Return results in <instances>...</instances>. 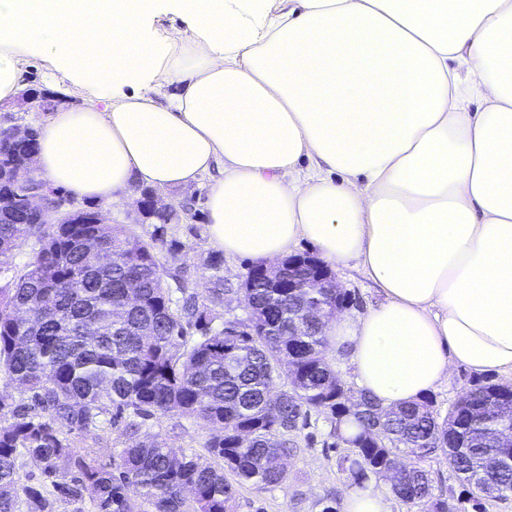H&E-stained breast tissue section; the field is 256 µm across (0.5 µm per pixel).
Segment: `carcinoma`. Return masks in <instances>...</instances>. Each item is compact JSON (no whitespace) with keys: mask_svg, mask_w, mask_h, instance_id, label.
<instances>
[{"mask_svg":"<svg viewBox=\"0 0 512 512\" xmlns=\"http://www.w3.org/2000/svg\"><path fill=\"white\" fill-rule=\"evenodd\" d=\"M39 130L19 138L0 132V270L22 239L39 243L30 263L0 289V374L29 393L8 404L13 421L0 425V512H53L44 486L23 485L17 460L30 455L43 475L74 501L89 495L97 512H233L239 487L281 483L282 458L310 445L311 413L324 418L328 448H343L338 468L362 487L383 479L407 512H476V488L512 497V384L475 381L444 416L433 396L385 409L351 387L326 354L325 322L350 303L340 288L309 283L328 266L310 254L282 259L278 287L261 264L236 290L211 261L210 287L193 292L191 274L176 262L183 244L166 240L167 226L192 211L155 212L143 238L127 224H100L87 209L82 222L46 224L13 203V181L38 149ZM236 292L245 321L217 322L215 309ZM110 417L137 436L155 417H188L220 430L206 443L218 468L179 456L157 442H132L114 474L84 458L76 475L58 481L57 463L70 456L68 435L89 432ZM448 462L467 498L433 492L431 457ZM231 472L229 480L225 472Z\"/></svg>","mask_w":512,"mask_h":512,"instance_id":"cac0c4a2","label":"carcinoma"}]
</instances>
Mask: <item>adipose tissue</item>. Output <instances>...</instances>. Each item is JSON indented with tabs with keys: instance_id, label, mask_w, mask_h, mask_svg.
Instances as JSON below:
<instances>
[{
	"instance_id": "obj_1",
	"label": "adipose tissue",
	"mask_w": 512,
	"mask_h": 512,
	"mask_svg": "<svg viewBox=\"0 0 512 512\" xmlns=\"http://www.w3.org/2000/svg\"><path fill=\"white\" fill-rule=\"evenodd\" d=\"M40 48L96 102L41 128L53 185L106 203L220 166L213 247L306 241L379 287L326 333L382 407L512 374V0H0V103Z\"/></svg>"
}]
</instances>
